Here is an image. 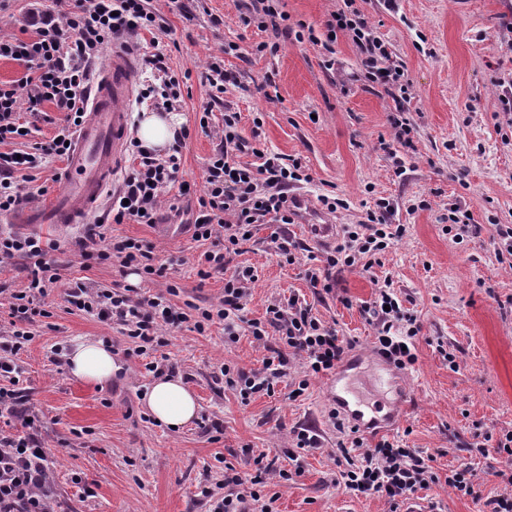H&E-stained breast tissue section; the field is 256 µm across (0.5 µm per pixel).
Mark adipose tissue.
I'll use <instances>...</instances> for the list:
<instances>
[{
    "instance_id": "obj_1",
    "label": "adipose tissue",
    "mask_w": 512,
    "mask_h": 512,
    "mask_svg": "<svg viewBox=\"0 0 512 512\" xmlns=\"http://www.w3.org/2000/svg\"><path fill=\"white\" fill-rule=\"evenodd\" d=\"M181 123L179 115L173 112L145 113L139 123L137 139L147 150L163 151L174 140ZM67 359L69 374L89 383L109 380L118 369L111 347L99 340H75ZM144 403L152 417L167 427H183L194 420L198 412L193 394L180 379L169 376L154 381L146 389Z\"/></svg>"
}]
</instances>
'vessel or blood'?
Instances as JSON below:
<instances>
[{"label": "vessel or blood", "instance_id": "obj_1", "mask_svg": "<svg viewBox=\"0 0 512 512\" xmlns=\"http://www.w3.org/2000/svg\"><path fill=\"white\" fill-rule=\"evenodd\" d=\"M137 60L124 41L113 40L109 63L103 68L90 91L89 107L75 137L62 174L61 191L40 206L38 211L18 216L21 224H77L101 204L107 188L116 183L122 169L127 134L135 100ZM294 220L323 234L332 225L320 223L311 199L304 194L291 196ZM329 399L358 432L395 423L407 408L408 389L386 409H364L353 400L343 376L328 385Z\"/></svg>", "mask_w": 512, "mask_h": 512}]
</instances>
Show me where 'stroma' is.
<instances>
[{"instance_id": "35a3bbf8", "label": "stroma", "mask_w": 512, "mask_h": 512, "mask_svg": "<svg viewBox=\"0 0 512 512\" xmlns=\"http://www.w3.org/2000/svg\"><path fill=\"white\" fill-rule=\"evenodd\" d=\"M149 2L164 23L137 38L136 83L161 82L162 73L145 63L159 52L180 80L177 112L189 133L180 177L192 196L182 199L170 190L178 208L164 211L158 224H116L104 206L86 223L68 227L0 222L2 233H36L55 243L53 257L63 267L43 314L23 321L32 339L16 357L20 402L41 421L59 512H207L203 490L223 486L225 467L254 473L262 454L278 457L292 474L260 486L261 496L273 501L272 512H389L384 498L354 495L340 481L347 458H358L359 451L352 433L338 430L329 417V375H309L295 359L273 396L245 399L225 388L219 368L262 369L270 352L253 337L229 340L218 321L202 334L165 332L163 347L127 360L122 351L129 343L118 325L66 302L74 283L109 288L122 279L117 261L87 265L80 256L87 224L104 222L108 242H151L166 267L164 277L141 283L131 275L128 283H141L149 295L177 285L173 302L182 309L220 303L224 276H199L207 246L193 240L190 223L228 110L240 113L245 139L301 159L311 177L305 193L346 200V208L325 213L328 223H360L384 198L393 206L391 223L406 227L366 270L326 267L335 237L300 224L255 225L243 254L232 261L256 277L247 317L265 319L269 305L295 296L353 350L369 349L376 326L364 307L391 282L420 331L417 360L406 368L411 407L384 436L429 456L442 478L463 464L476 474L474 496L458 495L442 482L418 490L412 506L416 512H485L507 489L498 470L512 467L495 452L496 439L512 432V262L498 260L493 244L496 225H512V118L501 103L504 83L512 79V0H362L375 35L410 82V97L399 105L414 127V148L394 156L387 147L399 105L365 80L348 35L339 34L333 51L322 44L324 23L343 9V0H279L290 23L314 28L317 42L301 44L275 39L267 27L243 26L239 16L249 0H203L189 17L170 0ZM274 41L281 44L276 54L257 52V45ZM215 57L238 83L213 104L202 72ZM207 104L213 120L204 130L199 118ZM453 207L471 216L460 240L445 229ZM281 229L298 244L295 261L276 248L273 235ZM312 266L328 276L332 291L311 287L305 272ZM83 337L116 349L111 380L88 384L67 374L66 351ZM156 360L165 361L198 399L197 418L182 430L156 423L142 401L154 380L145 365ZM302 381L307 389L290 398ZM307 427L319 434L320 447H296L294 431ZM479 433L489 437L484 457L471 450Z\"/></svg>"}]
</instances>
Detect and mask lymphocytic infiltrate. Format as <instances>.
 <instances>
[{
    "mask_svg": "<svg viewBox=\"0 0 512 512\" xmlns=\"http://www.w3.org/2000/svg\"><path fill=\"white\" fill-rule=\"evenodd\" d=\"M34 39L0 37V59L17 62L21 77L0 83V212L11 210L23 198L24 188L18 179L21 171L39 168L47 159L65 157L68 142L81 124L87 107L85 93L91 65L114 34H139L152 30L157 15L148 0H51L47 10L31 13ZM328 41H336L338 33L349 34L362 55L368 82L384 88H398L408 95L409 84L403 70L389 66L390 54L376 38L369 17L351 6L333 14L326 23ZM52 103L64 118L55 135L35 145L33 151L16 153L10 145L29 129L44 103ZM239 115L225 112L221 141L207 163V178L198 199V221L194 225L195 240L223 238L224 248L208 251L204 262L209 269H227L234 256L242 251L252 225L271 221L291 223L288 206L290 191L300 182L309 181L300 159L273 154L265 156L258 167L241 164L240 154L251 151V144L238 132ZM133 161L122 188L112 202V221L120 224L132 220L139 224L159 221L161 197L168 188H178L182 153L173 146L161 155L142 148L131 140ZM392 206L377 199L365 221L348 225L339 243L326 257L328 266H355L359 260L374 257L388 246L394 234L388 222ZM106 227L94 225L88 240L81 245V256L87 261L117 259L120 267L134 269L141 279L161 277L164 265L158 264L153 244L127 238L107 244ZM50 245L37 234L0 236V263L17 258L27 263L28 281L13 289L12 315L18 320L34 313L48 292L62 279L61 267L49 256ZM254 275L245 269L224 281V298L216 310L190 314L175 310L169 302L177 295L168 287L166 295L144 296L129 285L98 291L76 284L67 292L68 302L76 309L93 314L99 321H112L134 344L135 355L164 346L163 327H186L205 333L208 322L221 320L224 333L236 337L240 325H247L258 342H266L269 328L280 333V345L265 359L262 370L246 373L224 364L220 374L226 387L239 390L242 396L272 395L275 385L286 376L290 356L305 359L312 374L335 370L345 347L335 329L313 316L309 307L289 298L287 303L267 307L265 320L246 319L244 315L247 285ZM369 313L378 323L377 348L398 367L414 363L408 344L419 328L413 316L404 314L391 287L381 288ZM9 412L21 420L25 435L0 434V512H54L49 462L41 446L40 420L33 411L19 407L17 393L0 388V412ZM287 478L285 469L274 462L258 464L253 476L240 473L224 475V492L212 497L209 512H256L261 496L257 490L270 475ZM341 479L351 492L384 497L389 512H401L414 494L438 481L464 496L473 493V473L468 466L449 471L439 478L425 458L411 448H403L389 440L364 449L360 463L349 464Z\"/></svg>",
    "mask_w": 512,
    "mask_h": 512,
    "instance_id": "obj_1",
    "label": "lymphocytic infiltrate"
}]
</instances>
